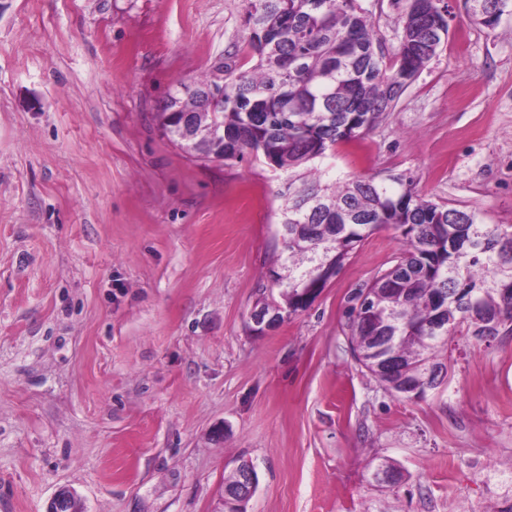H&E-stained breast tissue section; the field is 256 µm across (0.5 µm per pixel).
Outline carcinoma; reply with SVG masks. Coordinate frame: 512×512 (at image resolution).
Instances as JSON below:
<instances>
[{"instance_id": "1", "label": "carcinoma", "mask_w": 512, "mask_h": 512, "mask_svg": "<svg viewBox=\"0 0 512 512\" xmlns=\"http://www.w3.org/2000/svg\"><path fill=\"white\" fill-rule=\"evenodd\" d=\"M405 3L397 47L387 52L359 0H246L249 37L203 78L176 82L158 117L165 135L197 159L252 156L288 173L281 190L283 256L275 274L280 299L259 301L290 316L308 307L374 231L391 226L404 248L347 298L355 361L385 390L413 397L378 369L393 353L409 376L442 364L455 336L483 335L470 313L512 335V224H484L478 214L426 198L404 176L392 183L350 177L324 182L334 146L370 131L448 39L447 0ZM472 16L493 27L512 0H482ZM249 68H244V65ZM224 79V101L203 88ZM193 114L186 146L181 113ZM444 330L430 332L442 308Z\"/></svg>"}]
</instances>
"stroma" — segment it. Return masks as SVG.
<instances>
[{
	"mask_svg": "<svg viewBox=\"0 0 512 512\" xmlns=\"http://www.w3.org/2000/svg\"><path fill=\"white\" fill-rule=\"evenodd\" d=\"M448 39L330 178L410 177L512 224V15L448 0ZM386 50L390 0H360ZM244 0H0V512H507L512 335L460 343L449 381L395 397L353 358L346 299L399 252L383 227L306 309L256 333L286 175L203 161L158 103L247 40ZM386 460L402 472L378 481ZM471 0H467L466 2H470ZM482 1L483 4L482 10L476 9L471 11V2H470V12L473 17L481 21L482 24L488 27H494L500 17L505 12L512 11V1L511 0H477ZM496 13V17L489 19L488 17L492 14ZM237 475L239 480V485L230 490L229 492L223 495V506L224 499L229 497H236L238 495H246L252 496L257 487V474L253 466H251L247 462H242L233 469ZM250 498H246L244 496H238L234 502L224 506V510L221 512L228 510L230 512H246L247 511V503ZM51 512H83L77 494L69 487H61L49 505Z\"/></svg>",
	"mask_w": 512,
	"mask_h": 512,
	"instance_id": "35a3bbf8",
	"label": "stroma"
}]
</instances>
